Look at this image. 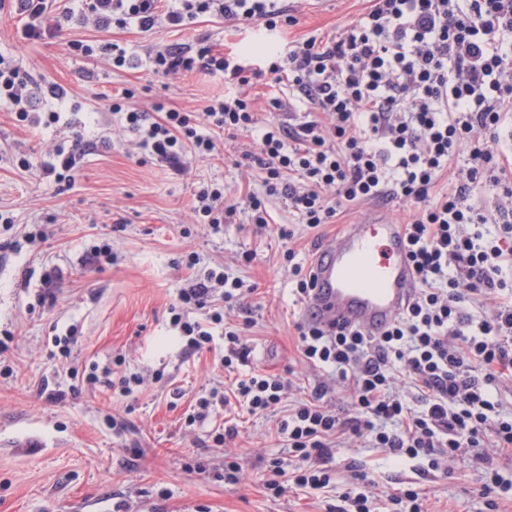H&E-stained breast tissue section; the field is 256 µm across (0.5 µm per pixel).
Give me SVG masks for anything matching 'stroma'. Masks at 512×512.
I'll return each mask as SVG.
<instances>
[{"mask_svg": "<svg viewBox=\"0 0 512 512\" xmlns=\"http://www.w3.org/2000/svg\"><path fill=\"white\" fill-rule=\"evenodd\" d=\"M284 4L297 23L273 37L256 26L209 16L182 30L149 33L101 30L73 17L40 41L22 39L21 20L10 5L0 6V54L38 84H59L69 92L60 122L50 126L16 122L0 104V216L10 219L0 223V331L13 335L0 353V512H329L352 461L374 480V495L411 483L422 489L428 512H488L486 472L468 455L446 474L430 470L425 460L397 461L352 440L330 462L333 487L311 494L289 489L273 498L262 489L259 460L287 457L286 441L276 432L287 404L264 416L233 410L240 433L224 449L212 437L223 413L200 426L184 423L189 406L212 389H224L229 375L219 362L223 339H215L212 350L184 352L170 325L178 290L218 267L256 285L236 311L249 349L239 370L290 376L291 399L309 398L322 373L297 350L302 311L291 265L308 264L320 244L371 207L352 206L318 233L271 197L267 206L275 223L265 234H256L242 215L212 233L192 218L200 181L222 183L230 196L263 191L240 163L246 136L227 141L222 158L203 161L187 154L177 166L162 165L140 153L113 115L112 100L129 89L145 106L164 98L183 111H200L223 96V78L154 73L147 64L151 50L193 47L204 38L213 49L246 60L260 44L341 30L367 6L366 0ZM75 40L96 47V54L73 51ZM113 42L137 56L139 66L112 68L98 49ZM249 93L264 121L284 122L304 111L291 101L287 86L267 78L254 80ZM276 99L281 108H273ZM58 146L76 155L71 182L58 184L21 168V159L40 164ZM283 228L293 231L291 242L280 239ZM38 230L42 238L29 240ZM106 243L116 262L100 266L89 260V251ZM290 247L291 260L285 255ZM249 249L256 261L238 264L237 254ZM190 251L200 258L192 268L185 264ZM72 329L77 341L70 358L52 359L54 337ZM94 364L116 377L141 374L145 383L127 397L100 386L75 387L73 370ZM45 384L62 391L63 400L42 395ZM228 453L250 462L246 477L235 484L217 477ZM199 461L205 471L196 470Z\"/></svg>", "mask_w": 512, "mask_h": 512, "instance_id": "1", "label": "stroma"}]
</instances>
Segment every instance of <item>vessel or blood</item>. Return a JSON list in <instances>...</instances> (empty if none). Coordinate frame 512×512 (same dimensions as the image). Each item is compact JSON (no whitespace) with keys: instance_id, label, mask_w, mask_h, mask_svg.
I'll use <instances>...</instances> for the list:
<instances>
[{"instance_id":"1","label":"vessel or blood","mask_w":512,"mask_h":512,"mask_svg":"<svg viewBox=\"0 0 512 512\" xmlns=\"http://www.w3.org/2000/svg\"><path fill=\"white\" fill-rule=\"evenodd\" d=\"M416 288L401 225L376 209L318 248L303 317L322 328L350 325L375 336Z\"/></svg>"}]
</instances>
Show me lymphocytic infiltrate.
Here are the masks:
<instances>
[{
	"label": "lymphocytic infiltrate",
	"mask_w": 512,
	"mask_h": 512,
	"mask_svg": "<svg viewBox=\"0 0 512 512\" xmlns=\"http://www.w3.org/2000/svg\"><path fill=\"white\" fill-rule=\"evenodd\" d=\"M28 40L53 35L61 20L48 0H11ZM79 17L100 29H182L204 15L235 25L259 24L272 32L295 24L276 0H79ZM512 32V0H370L361 19L332 36H310L257 60L258 72L288 83L309 106L298 123L259 126L245 93L249 70L237 57L202 45L164 47L150 54L154 72L178 76L197 71L223 77L231 93L200 112L180 111L158 100L151 107L113 103L138 148L159 163L183 152L207 159L223 147L216 131L237 138L261 128L243 152L259 169L263 194L228 197L223 184L203 182L193 201L197 223L220 232L237 212L256 231L272 221L266 206L276 197L313 230L334 223L344 206L384 198L413 204L403 224L418 288L408 305L378 336L357 328L332 332L299 325L298 351L310 365L332 369L308 400L294 404L278 430L292 464L263 460V486L281 495L286 486L329 487L328 462L346 435L370 448L452 471L458 459L512 456V416H505L492 386L512 376V153L498 130L512 116V62L502 32ZM47 95L59 107L69 100L57 84L38 86L0 56V99L16 106L15 119L32 126L55 124L32 116L33 101ZM464 166L450 171L451 161ZM491 188L499 215L497 233L473 202L478 187ZM249 293L243 280L206 271L180 289L170 308L185 348H209L213 326ZM490 314L474 321L471 306ZM417 391L411 408L398 391V373ZM350 390L354 417L341 419L326 397L336 386ZM292 390L281 375L254 371L237 376L230 392L200 398L187 424L209 419L230 403L257 415L274 410Z\"/></svg>",
	"instance_id": "1"
}]
</instances>
